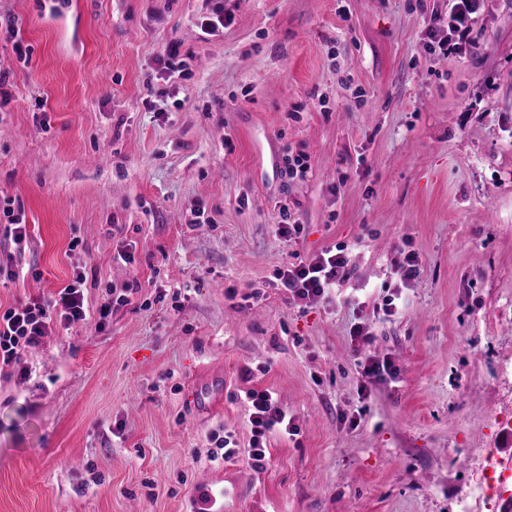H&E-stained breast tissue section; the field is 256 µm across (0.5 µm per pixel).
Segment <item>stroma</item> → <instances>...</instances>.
<instances>
[{"mask_svg": "<svg viewBox=\"0 0 512 512\" xmlns=\"http://www.w3.org/2000/svg\"><path fill=\"white\" fill-rule=\"evenodd\" d=\"M448 11L0 0V202L28 240L0 238L27 269L0 280V311L79 274L89 310L0 363V512H189L211 487L224 512H458L512 464V0H483L473 45L429 55ZM289 155L305 178L283 175ZM284 204L294 243L274 231ZM334 246L358 305L292 303L277 269ZM361 322L398 368L366 394ZM250 388L299 428L261 469ZM224 430L241 452L210 461Z\"/></svg>", "mask_w": 512, "mask_h": 512, "instance_id": "1", "label": "stroma"}]
</instances>
